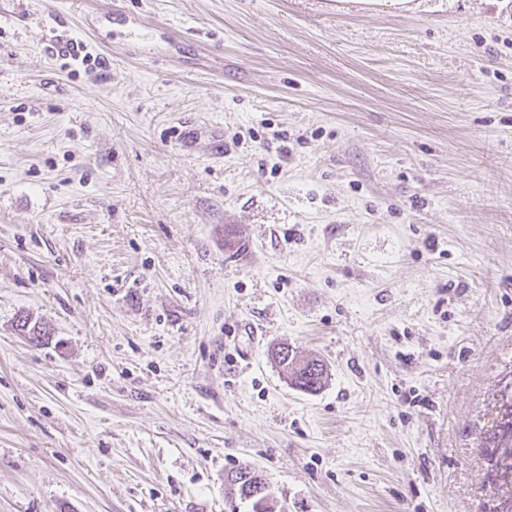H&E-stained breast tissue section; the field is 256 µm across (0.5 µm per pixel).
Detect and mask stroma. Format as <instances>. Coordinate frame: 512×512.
Instances as JSON below:
<instances>
[{
    "mask_svg": "<svg viewBox=\"0 0 512 512\" xmlns=\"http://www.w3.org/2000/svg\"><path fill=\"white\" fill-rule=\"evenodd\" d=\"M511 373L512 0H0V512H489ZM279 366L292 377V382L307 392H316L322 388L325 378L324 365L318 359L298 360L295 354L286 362V357L277 361L273 358ZM256 473L257 472L253 471L249 466L240 467L237 471L234 472V474L231 475L229 480L230 485L236 487L233 490H236L241 498L254 500V508L257 505V500L260 497L250 498L251 494L254 492L252 485ZM256 481L258 482V492H261L263 484L265 483V479L260 474H258L256 475Z\"/></svg>",
    "mask_w": 512,
    "mask_h": 512,
    "instance_id": "1",
    "label": "stroma"
}]
</instances>
